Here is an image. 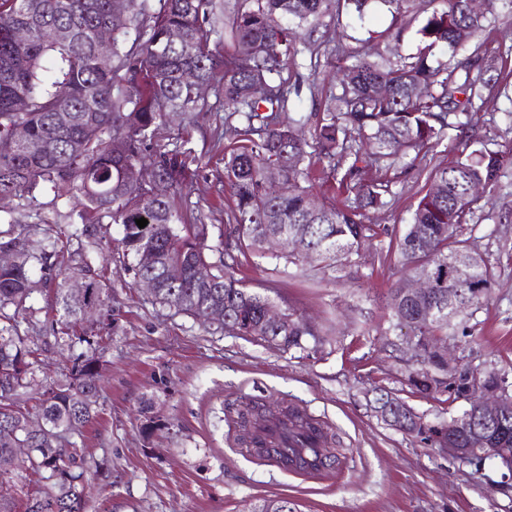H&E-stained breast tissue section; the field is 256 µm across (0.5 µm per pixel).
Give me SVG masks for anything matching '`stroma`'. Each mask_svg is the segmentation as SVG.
I'll return each instance as SVG.
<instances>
[{"label": "stroma", "mask_w": 512, "mask_h": 512, "mask_svg": "<svg viewBox=\"0 0 512 512\" xmlns=\"http://www.w3.org/2000/svg\"><path fill=\"white\" fill-rule=\"evenodd\" d=\"M430 0H408L393 19L377 4L364 21L341 29L324 21L311 48L343 44L347 52L319 61L311 77L308 53L292 76L302 85L291 97L294 112L318 111L321 90L347 63L348 52L385 63L415 53ZM400 36H391L393 28ZM498 58L500 83L485 92L468 135L487 148L512 149V28L486 22L477 36ZM207 106L184 131L180 118L161 127L155 142L165 150L190 143L201 164L179 200L182 211L209 226V245L223 248L228 192L224 189V100L205 93ZM462 150L456 131L444 135L423 162L399 166L387 207L371 212L377 236L357 266L336 272L302 267L286 258L250 256L236 275L268 295L280 311H296L327 332L328 346L303 355L234 336L156 303L107 245L119 225L101 221L100 262L114 290L113 329L96 351L105 389L99 416L77 442L89 470L107 477L86 512H244L249 504L284 496L297 512H512V484L488 463L461 466L419 438L402 434L374 414L377 389L403 398L417 413L438 421L447 403L410 393L404 383L410 353L389 332L390 290L401 279L392 242L401 237L419 199L432 187L429 167L455 160ZM472 231L475 250L495 265L497 283L479 313L474 362L494 361L512 373V172L481 201ZM255 418L302 410L339 438L334 469L316 479L297 478L254 459L240 441L245 405Z\"/></svg>", "instance_id": "35a3bbf8"}]
</instances>
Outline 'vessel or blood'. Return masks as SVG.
Returning a JSON list of instances; mask_svg holds the SVG:
<instances>
[{
    "label": "vessel or blood",
    "mask_w": 512,
    "mask_h": 512,
    "mask_svg": "<svg viewBox=\"0 0 512 512\" xmlns=\"http://www.w3.org/2000/svg\"><path fill=\"white\" fill-rule=\"evenodd\" d=\"M316 420L305 423L273 418L260 430L262 456L280 462L288 472L317 477L330 466L331 458Z\"/></svg>",
    "instance_id": "obj_1"
}]
</instances>
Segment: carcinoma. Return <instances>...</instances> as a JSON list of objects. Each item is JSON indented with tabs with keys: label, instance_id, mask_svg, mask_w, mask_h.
Segmentation results:
<instances>
[{
	"label": "carcinoma",
	"instance_id": "carcinoma-1",
	"mask_svg": "<svg viewBox=\"0 0 512 512\" xmlns=\"http://www.w3.org/2000/svg\"><path fill=\"white\" fill-rule=\"evenodd\" d=\"M109 2L0 0V138L18 124L29 132L15 153L0 154V197L30 203L49 184L54 202L77 200L80 220L93 215L121 226L117 254L130 261L134 284L155 281L152 296L160 305L189 317L212 308L219 312L212 320L219 329L283 350L318 352L329 343L327 336L291 312L282 325L267 322L270 299L236 277L240 260L229 264L210 253L209 228L200 217L185 223L175 199L192 180L191 166L199 158L190 150L153 146L163 111L189 116L203 109L182 80L184 71L193 70L216 85L229 109L225 120L239 119L235 141L224 147V179L233 201L225 236L241 256L267 253L274 240L286 248L297 228L309 235L319 263L341 271L376 237L366 219L388 204L393 180L385 172L431 148L445 130L467 129L474 100L496 87V57L481 44L468 45L486 15L471 14L466 0H435L418 30L416 53L388 65L357 55L338 72L341 93L321 97L322 111L289 115V99L300 94V86L283 71L300 53L303 32L327 17L361 22L375 0H239L230 13L219 0H159L156 10L148 0H129L128 24L113 31L112 62L104 65L93 36L110 23ZM220 26L234 43L231 55L212 39ZM58 27L72 31L69 41L52 39ZM173 28L181 31L182 42H168ZM19 29L27 30L26 39L15 38ZM437 48L448 52L451 63L435 62ZM18 59L25 65L16 66ZM258 83L268 89L262 97L253 94ZM17 97L27 101L26 111L13 110ZM310 121L309 143L302 128ZM130 163L152 168L166 191L149 196L127 182ZM315 164L323 182L345 195L343 203L314 191ZM508 170L512 152L491 151L480 141L455 161L433 167L430 177L443 184L444 194L430 191L419 200L394 246L401 268L426 266L436 283L420 302L397 287L391 290L390 322L412 332V348L422 357L408 371L406 386L466 407L432 422L387 393L375 402L393 429L428 446L439 435H454L463 448L467 434L481 427L492 447L512 448V411L487 424L472 398L479 384H498L512 394L508 373L464 355L460 374L450 380L446 364L432 351L440 341L462 345L480 324L495 268L481 257L462 266L457 257L474 252L471 238L463 236L480 202L474 189L492 191ZM270 171L280 174L276 186L267 181ZM141 217L148 220L143 228L136 224ZM93 231L86 223L57 224L41 235L21 224L0 231V249L14 255L11 264L0 266V512H84L88 502L84 452L68 437L98 416L101 377L94 353L103 332L112 330L111 282L93 256L73 248V240ZM148 251L155 261L145 265L141 256ZM72 262L86 279L80 295L62 273ZM201 267L210 269L209 279L197 277ZM37 270L54 283L48 331L69 352L71 376L29 397L34 405L25 408L16 396L34 381L42 348L30 343L19 316L26 315L31 329L38 325L31 303ZM19 448L25 449L21 455ZM21 470L38 473L43 485L26 494L18 511L14 476ZM253 512L294 508L288 498L276 497Z\"/></svg>",
	"mask_w": 512,
	"mask_h": 512
}]
</instances>
